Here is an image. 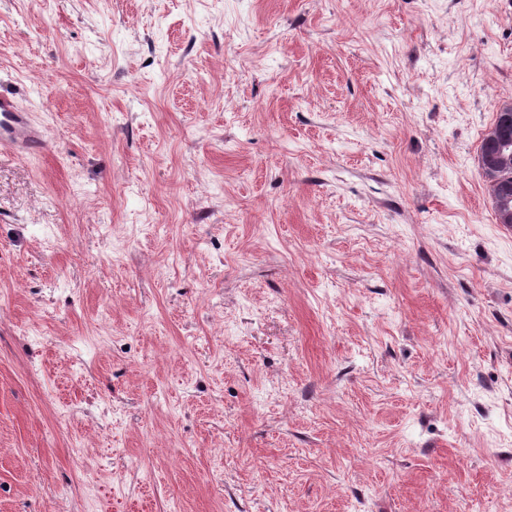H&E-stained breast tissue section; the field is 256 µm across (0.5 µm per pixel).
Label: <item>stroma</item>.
Listing matches in <instances>:
<instances>
[{
	"instance_id": "stroma-1",
	"label": "stroma",
	"mask_w": 512,
	"mask_h": 512,
	"mask_svg": "<svg viewBox=\"0 0 512 512\" xmlns=\"http://www.w3.org/2000/svg\"><path fill=\"white\" fill-rule=\"evenodd\" d=\"M0 512H512V0H0ZM45 139L37 125L18 102L9 94H0V147L22 156L43 150ZM495 121V124L487 132V141L483 138L479 148V150H484L488 142L492 149L488 152H481L476 157L478 167L489 183L495 182L496 172L499 168L512 163V139L506 134L507 128L512 125L511 103L500 106ZM496 214L497 223L511 226L512 224V195L509 188H503L491 199Z\"/></svg>"
}]
</instances>
